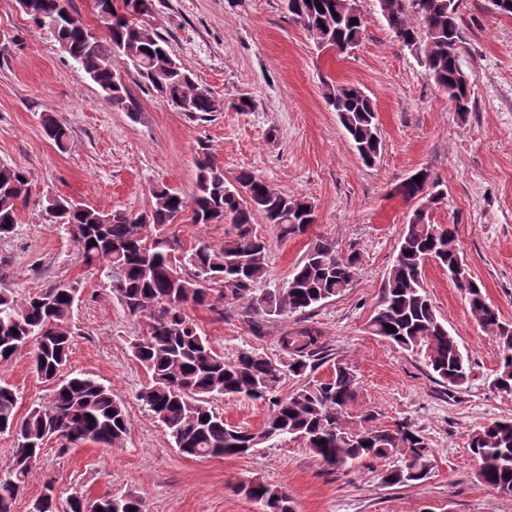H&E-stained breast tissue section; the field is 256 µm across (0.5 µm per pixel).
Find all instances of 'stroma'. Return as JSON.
Listing matches in <instances>:
<instances>
[{
  "label": "stroma",
  "instance_id": "1",
  "mask_svg": "<svg viewBox=\"0 0 512 512\" xmlns=\"http://www.w3.org/2000/svg\"><path fill=\"white\" fill-rule=\"evenodd\" d=\"M358 5L367 16L363 35L336 54L316 49L282 0H153L146 26L224 103L221 111L193 115L173 110L121 60L114 66L136 109L113 108L16 0H0V27L13 38L0 51V163L25 170L34 191L142 213L152 206L154 186L192 195L195 160L204 147L227 180L250 170L276 191L310 201L315 222L300 236L278 238L256 217L257 234L269 242L268 276L260 286H285L295 265L323 239L342 254L359 256L346 291L309 315L269 318L259 336L239 302L225 304L220 316L201 306L188 313L228 358L250 347L274 357L283 331L320 329L330 356L313 379L331 375L334 362L349 364L358 383L350 418L370 411L376 424L405 421L421 430L434 454L429 479L389 486L381 475L391 460L366 458L336 470L292 438L251 455H180L158 419L136 401L148 381L130 350L140 320L99 272L81 262L69 237L30 207L21 211L14 234L0 240V286L22 297L79 280L63 373H84L111 387L125 402L130 425L122 444L112 448L49 440L15 512H28L49 483L62 506L79 492L92 499L132 494L146 512H262L235 491L256 476L285 490L295 512H512V498L478 480L469 450L475 429L512 419V394L495 389L498 344L472 318L447 269L429 264L424 285L470 360L463 386L435 381L416 356L368 327L416 208L398 188L422 168L444 194L430 209V221L454 225L472 275L502 320L512 323V17L494 13L489 0H464L462 54L474 85L471 110L462 119L417 57L395 40L375 0ZM330 83L359 86L373 100L381 137L374 165L362 162L328 104ZM242 97L252 99L251 110L234 109ZM49 114L68 128L67 149L46 138L42 119ZM0 384L15 391L22 413L47 404L53 390L23 355L0 364ZM212 405L229 424L251 430L269 414L267 402L246 398H218Z\"/></svg>",
  "mask_w": 512,
  "mask_h": 512
}]
</instances>
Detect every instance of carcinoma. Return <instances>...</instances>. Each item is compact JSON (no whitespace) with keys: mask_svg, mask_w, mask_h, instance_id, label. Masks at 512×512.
I'll use <instances>...</instances> for the list:
<instances>
[{"mask_svg":"<svg viewBox=\"0 0 512 512\" xmlns=\"http://www.w3.org/2000/svg\"><path fill=\"white\" fill-rule=\"evenodd\" d=\"M377 8L396 40L416 53L463 118L470 112L471 95L461 83L465 72L461 51L465 40L461 0H376ZM30 15L36 28L58 43L102 89L112 106L132 110L129 89L112 66L126 61L138 77L181 112L211 113L221 109L212 92L195 82L167 42L141 25L136 13L152 12V0H95L107 32L89 35L90 26L71 0H35ZM291 19L315 43L343 53L360 40L366 20L354 14L348 0H284ZM340 124L362 161L378 158L380 131L372 99L353 85H331L326 93ZM46 136L67 148L68 128L51 116L42 119ZM196 183L191 197L166 187L152 189L150 210L132 214L104 211L61 197L32 198L29 178L17 167L0 164V238L14 233L20 211L30 204L41 208L45 220L64 231L76 244L81 262L103 274L127 312L142 326L130 342L132 357L145 369L149 383L136 395L140 405L160 421L174 448L187 458L240 456L281 438H296L324 463L341 470L364 458L396 459L382 482L404 487L422 483L432 472L433 451L419 430L407 422L370 426L374 414L360 416L350 428L345 414L356 397V376L338 362L331 376L309 381L288 397L277 395L287 376L306 378L327 358L322 332L312 326L285 330L277 338L279 355L241 349L231 359L217 351L187 314L189 304L207 306L219 315L217 303L246 305L247 322L261 333L270 316L312 311L343 293L357 271L356 252L341 255L326 240L312 246L298 263L287 285L256 293L267 278L268 241L254 229L256 215L265 218L277 237L303 235L312 225L310 201L276 192L259 175L242 170L229 183L224 167L207 151L196 160ZM404 180L399 193L410 199L425 186H438L429 170L420 169ZM191 212L194 224H216L230 218L231 230L215 249L201 243L177 255L171 233L175 220ZM416 216L406 224L395 262L383 288L379 309L369 321L371 333L384 337L417 356L433 378L450 386L468 379L469 361L459 343L440 321L424 286L425 263L432 259L452 267L462 259L455 232ZM224 289L212 296L211 284ZM464 293L471 316L492 330L500 348L493 384L512 394V325L501 321L473 276L454 281ZM78 282H59L18 301L0 289V363L26 352L37 375L53 383L48 405H34L18 416V398L0 386V432H13L18 446L11 466L0 474V512H14L18 496L46 438L58 436L71 444L92 441L119 445L129 428L123 401L112 389L86 374L63 378L68 360L71 319L79 300ZM394 330H388V326ZM262 399L271 405L264 425L256 430L232 426L212 407L216 396ZM470 451L477 478L504 497H512V421H493L472 434ZM246 498L269 512H294L288 493L256 476L238 486ZM102 512H142L134 495L103 497ZM29 512H57L54 489L48 485Z\"/></svg>","mask_w":512,"mask_h":512,"instance_id":"1","label":"carcinoma"}]
</instances>
